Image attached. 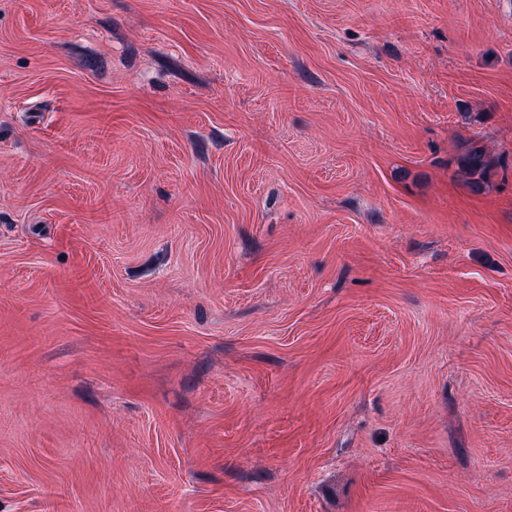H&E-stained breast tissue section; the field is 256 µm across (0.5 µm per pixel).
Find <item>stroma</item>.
Masks as SVG:
<instances>
[{
  "mask_svg": "<svg viewBox=\"0 0 512 512\" xmlns=\"http://www.w3.org/2000/svg\"><path fill=\"white\" fill-rule=\"evenodd\" d=\"M0 512H512V0H0ZM456 163L458 172L470 191L480 194L485 189L488 176L497 165V160L480 141L470 139L458 155Z\"/></svg>",
  "mask_w": 512,
  "mask_h": 512,
  "instance_id": "1",
  "label": "stroma"
}]
</instances>
